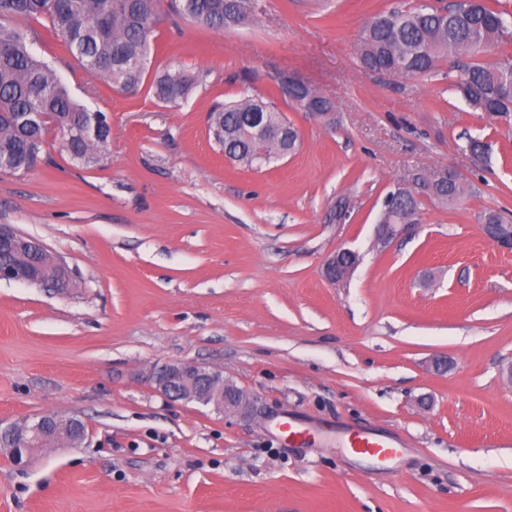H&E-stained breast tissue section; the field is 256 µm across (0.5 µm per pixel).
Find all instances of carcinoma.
Segmentation results:
<instances>
[{
  "label": "carcinoma",
  "mask_w": 512,
  "mask_h": 512,
  "mask_svg": "<svg viewBox=\"0 0 512 512\" xmlns=\"http://www.w3.org/2000/svg\"><path fill=\"white\" fill-rule=\"evenodd\" d=\"M505 12L487 0H464L443 8L416 3L375 14L357 49L362 68L392 70L403 75L432 74L442 57L458 58L451 76L453 92L475 110L512 120V55L493 63L476 62V53L492 44L512 43V24ZM185 20L209 30H230L252 21V0H0V172L24 173L35 166L51 130L63 131V150L81 165L99 163L112 132L99 121L95 136L85 135L92 113L70 93L47 62L32 53L31 41L45 36L62 40L66 51L92 77L126 91L148 84V92L163 104L186 98L198 78L169 67L146 81L155 51V30L163 18ZM318 95L299 86L288 99L308 111ZM266 113L268 134L250 137L242 118ZM209 132L233 162L257 167L292 152V126L271 99L245 98L216 103L208 116ZM461 180L435 184L424 193L441 205L457 202L465 193ZM422 200L384 201L381 219L398 222L406 212L417 214ZM0 262L24 269L51 265L39 249L1 255Z\"/></svg>",
  "instance_id": "cac0c4a2"
}]
</instances>
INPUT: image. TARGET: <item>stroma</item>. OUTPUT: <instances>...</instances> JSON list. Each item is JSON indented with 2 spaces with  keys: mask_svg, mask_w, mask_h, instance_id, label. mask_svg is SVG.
<instances>
[{
  "mask_svg": "<svg viewBox=\"0 0 512 512\" xmlns=\"http://www.w3.org/2000/svg\"><path fill=\"white\" fill-rule=\"evenodd\" d=\"M404 3L254 0L232 31L162 23L153 67L202 77L175 105L34 44L112 140L93 167L54 147L0 173V224L73 273L66 293L0 281V421L87 426L25 467L0 452V512H512V253L482 230L491 214L512 222V124L450 90L453 57L429 76L359 66L366 21ZM289 73L334 122L276 97L295 152L262 169L225 159L211 108ZM443 167L468 193L423 201L408 236L376 247L386 195ZM340 248L361 256L344 287L322 273ZM168 361L220 371L254 413L165 398L150 370ZM358 431L399 454L352 456Z\"/></svg>",
  "mask_w": 512,
  "mask_h": 512,
  "instance_id": "35a3bbf8",
  "label": "stroma"
}]
</instances>
